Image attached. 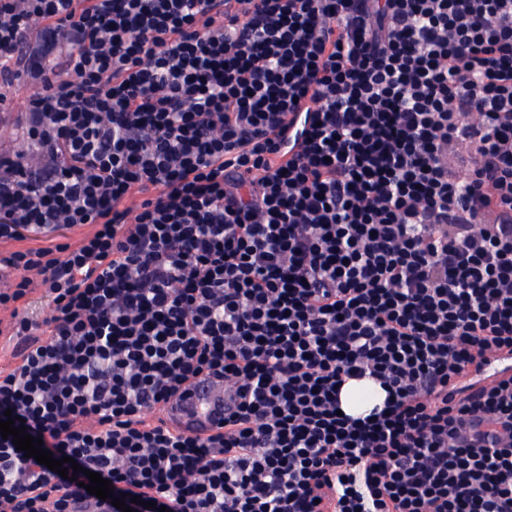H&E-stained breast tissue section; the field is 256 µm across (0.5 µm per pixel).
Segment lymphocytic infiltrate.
I'll return each mask as SVG.
<instances>
[{"label":"lymphocytic infiltrate","mask_w":512,"mask_h":512,"mask_svg":"<svg viewBox=\"0 0 512 512\" xmlns=\"http://www.w3.org/2000/svg\"><path fill=\"white\" fill-rule=\"evenodd\" d=\"M24 77L0 416L82 472L0 438V512H76L89 470L134 512H512V376L478 378L512 354V0H0ZM202 375L223 429L168 426ZM365 376L383 406L338 415ZM363 390H369L371 392V402L362 406L352 405L349 400L350 395L356 394ZM385 397L386 393L384 392L382 387L372 379L366 378L360 381L347 380L341 389L339 400L340 407L343 413L350 415L352 417H364L368 415L374 407L382 406Z\"/></svg>","instance_id":"f902f5d3"}]
</instances>
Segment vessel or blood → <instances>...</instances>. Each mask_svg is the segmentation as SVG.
<instances>
[{
    "label": "vessel or blood",
    "instance_id": "1",
    "mask_svg": "<svg viewBox=\"0 0 512 512\" xmlns=\"http://www.w3.org/2000/svg\"><path fill=\"white\" fill-rule=\"evenodd\" d=\"M228 403L223 382L201 376L169 406L167 419L170 425L180 430L208 434L223 425Z\"/></svg>",
    "mask_w": 512,
    "mask_h": 512
}]
</instances>
